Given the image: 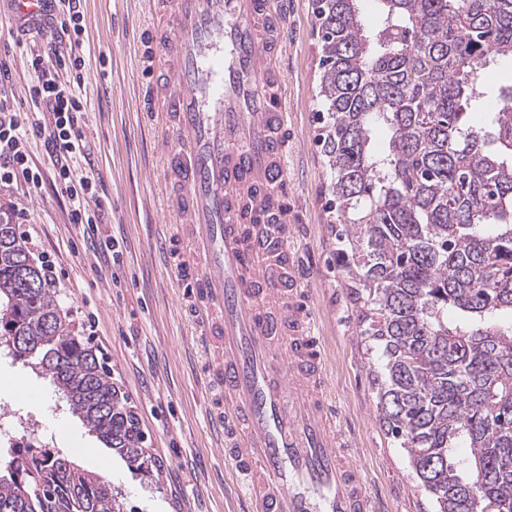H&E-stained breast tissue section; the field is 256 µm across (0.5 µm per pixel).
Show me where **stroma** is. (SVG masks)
Returning <instances> with one entry per match:
<instances>
[{
    "label": "stroma",
    "mask_w": 512,
    "mask_h": 512,
    "mask_svg": "<svg viewBox=\"0 0 512 512\" xmlns=\"http://www.w3.org/2000/svg\"><path fill=\"white\" fill-rule=\"evenodd\" d=\"M288 42L282 65L291 140L289 172L296 217L292 243L301 253L314 297V325L329 366V386L350 438V454L385 512H434L412 477L408 456L396 445L377 407V379L385 374L380 350L362 335L361 303L341 267L329 208L330 172L321 151L319 38L313 0H287ZM84 90L88 108L82 131L102 179L105 213L101 238L119 243L120 269L85 254L69 201L51 180L25 193L0 186V210L10 213L37 264L50 267L55 295L69 328L86 338L137 417L151 459V474L131 467L116 450L90 434L49 380L22 361L0 354V421L33 415L38 431L28 445L45 446L109 481L123 512H236V476L225 462L203 394L206 357L185 309L188 289L177 282L174 259L159 248L176 217L165 208L157 172L161 112L146 110L148 0H85ZM37 34L17 32L0 13V61L13 80L0 101L32 111L29 69L43 50ZM95 335H88V328ZM25 379L37 399L14 394Z\"/></svg>",
    "instance_id": "stroma-1"
}]
</instances>
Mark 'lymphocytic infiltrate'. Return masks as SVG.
<instances>
[{"label": "lymphocytic infiltrate", "instance_id": "f902f5d3", "mask_svg": "<svg viewBox=\"0 0 512 512\" xmlns=\"http://www.w3.org/2000/svg\"><path fill=\"white\" fill-rule=\"evenodd\" d=\"M82 2L46 0L34 26L46 36L45 51L29 60L36 81L34 112H14L0 103V185L21 180L35 190L52 178L70 200V223L80 227L102 219L91 152L79 125L87 110L82 87L88 19ZM33 135L43 141L47 167H39L27 151Z\"/></svg>", "mask_w": 512, "mask_h": 512}]
</instances>
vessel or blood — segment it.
<instances>
[{
	"label": "vessel or blood",
	"instance_id": "obj_1",
	"mask_svg": "<svg viewBox=\"0 0 512 512\" xmlns=\"http://www.w3.org/2000/svg\"><path fill=\"white\" fill-rule=\"evenodd\" d=\"M149 105L170 118V238L208 353L210 424L240 512H384L338 426L289 226L282 0H150Z\"/></svg>",
	"mask_w": 512,
	"mask_h": 512
}]
</instances>
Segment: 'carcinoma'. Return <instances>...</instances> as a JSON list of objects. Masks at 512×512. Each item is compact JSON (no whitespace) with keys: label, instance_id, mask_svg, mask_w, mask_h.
Segmentation results:
<instances>
[{"label":"carcinoma","instance_id":"1","mask_svg":"<svg viewBox=\"0 0 512 512\" xmlns=\"http://www.w3.org/2000/svg\"><path fill=\"white\" fill-rule=\"evenodd\" d=\"M322 150L362 335L382 348L379 409L436 512H512V86L488 123L479 75L512 59V0H315ZM389 132L373 149L372 129ZM16 225L0 218V345L50 378L89 431L149 473L144 434ZM469 448L455 454L460 445ZM0 512H121L101 476L26 449Z\"/></svg>","mask_w":512,"mask_h":512}]
</instances>
